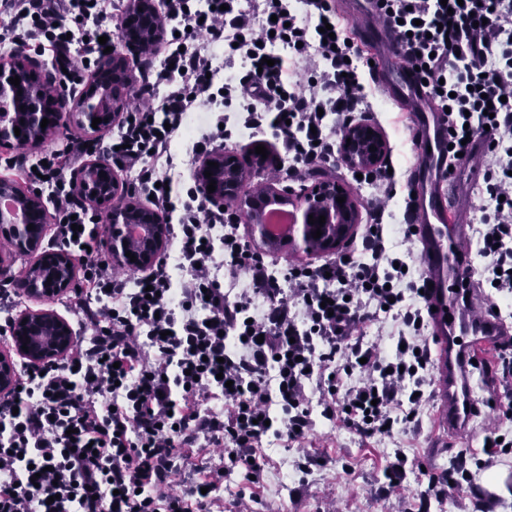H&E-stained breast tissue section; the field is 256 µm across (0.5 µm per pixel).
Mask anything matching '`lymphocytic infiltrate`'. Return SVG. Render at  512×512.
Segmentation results:
<instances>
[{"mask_svg":"<svg viewBox=\"0 0 512 512\" xmlns=\"http://www.w3.org/2000/svg\"><path fill=\"white\" fill-rule=\"evenodd\" d=\"M237 3L160 0L165 34L142 50L129 120L100 140L71 134L64 147L22 163L53 202L56 240L77 250L83 276L68 305L94 334L76 337L62 361L21 371L16 389L0 396V512H214L225 476L262 478L265 441L308 432L306 382L319 389L324 417H341L368 437H392L426 401L432 353L423 280L395 267L380 231L396 193L388 163L363 174L375 200L360 251L318 265L277 268L248 246L233 208L209 203L199 185L182 203L173 200L175 178L231 140L224 109L237 107L235 127L272 133L280 145L272 174L292 178L333 162L355 113L371 107L360 76L365 59L330 0H304L301 14L290 0H252L245 10ZM109 5L0 0V46L50 52L65 81H74L104 56ZM375 6L431 103L446 113L449 158L469 153L466 135H485L480 285L511 295L512 0ZM288 54L301 63L307 88L285 79ZM195 113L205 133L184 154L172 152ZM91 152L177 218L172 251L148 275L129 278L92 243L89 227L101 217L66 180ZM241 270L250 272L251 290L225 292V274ZM257 295L267 303L260 315ZM383 315L403 327L390 358L364 341L367 322ZM357 368L365 381L344 387ZM210 448L222 456L200 463Z\"/></svg>","mask_w":512,"mask_h":512,"instance_id":"obj_1","label":"lymphocytic infiltrate"}]
</instances>
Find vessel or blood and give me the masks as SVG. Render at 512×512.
Returning a JSON list of instances; mask_svg holds the SVG:
<instances>
[{"mask_svg": "<svg viewBox=\"0 0 512 512\" xmlns=\"http://www.w3.org/2000/svg\"><path fill=\"white\" fill-rule=\"evenodd\" d=\"M393 71L381 77V86L413 117L416 138V169L424 182H410L414 196L409 201V220L417 229L423 273L433 288L427 293L433 311L430 315L432 339L437 350L436 378L438 425L451 435L472 431L476 393L473 361L491 355L505 328L489 311L483 310L475 292H463L470 272L463 265L462 244L468 239V225L453 205L447 204L446 144L447 122L431 107L423 86L401 59L394 34L381 28L370 34Z\"/></svg>", "mask_w": 512, "mask_h": 512, "instance_id": "vessel-or-blood-1", "label": "vessel or blood"}]
</instances>
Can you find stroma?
<instances>
[{"mask_svg": "<svg viewBox=\"0 0 512 512\" xmlns=\"http://www.w3.org/2000/svg\"><path fill=\"white\" fill-rule=\"evenodd\" d=\"M373 109L367 120L378 126L387 143V156L395 171L396 195L385 220L387 247L403 243L409 262L422 270L417 241L402 242L403 195L416 161L411 122L400 105L385 97L376 80L366 79ZM502 349L479 358L474 382L479 389L481 412L472 434L443 436L438 426L436 383H429L430 398L417 421L398 425L393 438H365L347 429L341 420L326 419L313 411V425L306 438L266 449L262 479L246 483L239 476L224 482L221 512H507L512 507V449H487L483 439L500 429L512 440V423L499 424L491 402L512 389V379L501 374ZM407 463L401 484L389 494L381 488L396 455ZM317 466L303 470L307 458ZM437 474L456 471L458 488L443 499L426 494L422 468Z\"/></svg>", "mask_w": 512, "mask_h": 512, "instance_id": "stroma-1", "label": "stroma"}]
</instances>
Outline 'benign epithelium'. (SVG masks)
<instances>
[{
  "label": "benign epithelium",
  "mask_w": 512,
  "mask_h": 512,
  "mask_svg": "<svg viewBox=\"0 0 512 512\" xmlns=\"http://www.w3.org/2000/svg\"><path fill=\"white\" fill-rule=\"evenodd\" d=\"M164 21L156 9L154 0H126L121 16L119 33L127 54L109 57L105 64L83 81L78 94L52 98L41 90L50 81L43 64L30 56L21 47L8 59L0 60V100L8 101L10 112H0V145L26 150L43 145L57 133L60 115L69 112L76 122L90 134H100L124 117L126 100L131 80L129 69L138 61V54L145 41L161 38ZM19 77L20 84L9 82ZM48 119L41 127L42 119ZM101 119L97 127L92 120ZM20 128L15 135L14 128ZM345 137L351 143L341 144L340 159L349 169L358 173L378 165L387 151L383 133L373 124L364 120L354 123ZM376 151H370V148ZM217 166L211 167L209 163ZM266 160L260 154L250 159L241 158L232 150L212 153L198 172V184L205 197L214 204L222 205L228 197L233 199L236 220L248 226L252 242L263 248L276 242L263 224L262 215L270 203L291 207L297 212L294 233L288 235V242L301 238L307 252L334 253L348 243L356 234L360 224V213L356 200L350 191L340 187L334 180H324L311 187L292 188L271 185L257 195L241 191L248 169L264 166ZM212 176L205 177V172ZM216 181V189L210 193V180ZM73 186L79 196L87 202L108 207L109 233L105 244L112 258L138 270L152 267L163 255L169 238L170 224L166 215L139 204L134 192L118 177L112 165L105 159L93 158L85 162L74 174ZM345 202L338 203L336 198ZM13 201L22 218L11 211L0 210V232L10 237L15 252L23 255L35 254L38 259L29 267L30 274L24 280L25 291L32 296H59L72 289L77 281V266L73 255L66 249L52 252L40 251L48 211L40 195L23 190L15 182L0 179V199ZM325 216V223H309V218ZM34 229H28V225ZM131 224L143 227V234L132 247V238L127 233ZM321 230L320 237L312 236ZM136 256L130 261L126 253ZM53 265L49 275L41 276L38 269ZM52 281H47V277ZM14 336V352L0 353V393L11 390L17 378V367L12 354H17L28 365H39L58 360L74 341L73 331L66 319L52 310L25 313L14 320L10 329ZM28 350H23V347Z\"/></svg>",
  "instance_id": "benign-epithelium-1"
}]
</instances>
